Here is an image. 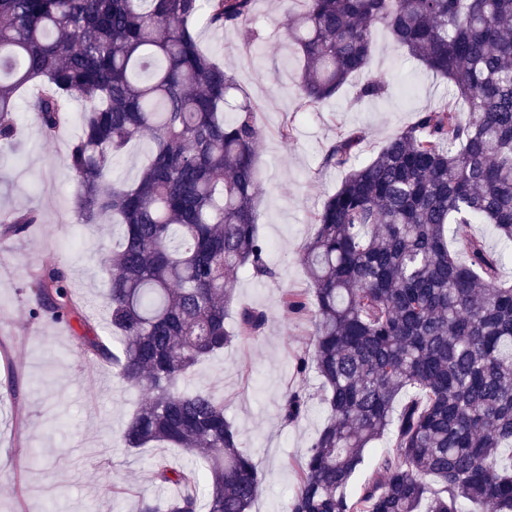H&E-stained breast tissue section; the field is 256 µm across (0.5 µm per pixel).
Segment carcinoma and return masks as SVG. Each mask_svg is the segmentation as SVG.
Returning a JSON list of instances; mask_svg holds the SVG:
<instances>
[{
	"label": "carcinoma",
	"mask_w": 512,
	"mask_h": 512,
	"mask_svg": "<svg viewBox=\"0 0 512 512\" xmlns=\"http://www.w3.org/2000/svg\"><path fill=\"white\" fill-rule=\"evenodd\" d=\"M254 0H0V141L15 135L26 90L42 134L68 103H87L65 166L86 224L120 230L102 263L110 335L87 350L148 393L127 422L128 448L167 444L204 467L156 462L149 478L177 493L140 512H251L255 459L210 390L181 384L200 361L258 335L264 312L226 325L233 279L268 273L257 228L255 109L199 45L194 25L238 28ZM289 39L306 105L336 96L370 63L377 28L394 48L448 80L453 103L427 109L368 161L360 129L341 130L324 163L345 171L314 216L300 260L308 295L283 304L314 319V368L327 420L283 512H512V282L503 258L469 231L491 224L512 243V0H298ZM368 80L358 97L384 93ZM153 144L130 184L112 159ZM37 222L0 212V240ZM33 314L79 313L58 263L29 274ZM307 394H285L295 421ZM386 440L372 458V444Z\"/></svg>",
	"instance_id": "carcinoma-1"
}]
</instances>
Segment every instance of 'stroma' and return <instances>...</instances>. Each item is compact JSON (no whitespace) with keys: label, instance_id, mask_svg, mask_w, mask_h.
I'll return each mask as SVG.
<instances>
[{"label":"stroma","instance_id":"1","mask_svg":"<svg viewBox=\"0 0 512 512\" xmlns=\"http://www.w3.org/2000/svg\"><path fill=\"white\" fill-rule=\"evenodd\" d=\"M253 9V41L233 28L200 25L196 34L234 75L261 128L257 224L274 274H239L233 307L262 310L268 321L258 336L236 340L196 365L187 385L223 400L226 417L241 431L242 450L257 461L262 492L252 512H282L326 419L316 372L295 369L297 358L313 351V322L282 304L284 294L308 286L299 255L316 231L314 213L342 178L325 166V151L338 128H360L366 140L358 159L368 160L417 112L447 102L448 85L396 50L380 30L364 76L385 81V93L360 100L351 84L320 106H304L285 0H254ZM84 109L73 101L48 140L27 102L19 101L17 145L0 144V210L32 209L40 216L26 233L0 242V512H135L141 497L158 494L147 477L150 462L178 467L189 461L176 448L125 447L121 433L145 395L127 389L84 345L83 320L107 328L108 283L99 258L118 241L111 225L82 223L78 183L64 165ZM287 125L293 128L288 141L281 137ZM48 255L66 270L83 320L32 317L27 272ZM292 389L305 390L310 399L304 417L291 423L280 404Z\"/></svg>","mask_w":512,"mask_h":512}]
</instances>
